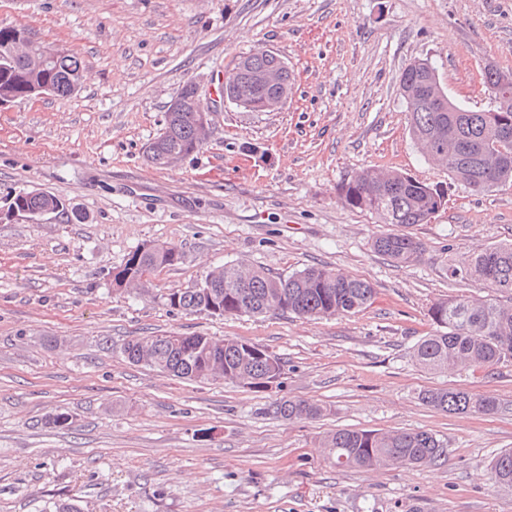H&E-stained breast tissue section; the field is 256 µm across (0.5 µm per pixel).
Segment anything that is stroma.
<instances>
[{"instance_id":"stroma-1","label":"stroma","mask_w":512,"mask_h":512,"mask_svg":"<svg viewBox=\"0 0 512 512\" xmlns=\"http://www.w3.org/2000/svg\"><path fill=\"white\" fill-rule=\"evenodd\" d=\"M0 25L76 52L84 83L61 99L0 106V512H512V488L486 466L512 448V364L431 373L412 352L428 310L485 296L448 277L452 256L512 241V182L477 194L412 140L399 84L429 61L449 96L492 105L486 65L512 73V0H0ZM276 52L294 75L287 102L245 112L220 95L239 56ZM212 112L206 143L160 170L146 144L185 82ZM401 170L442 189L422 247L399 266L377 253L381 225L339 198L365 169ZM42 190L85 215L11 216ZM146 241L182 262L149 291L110 273ZM288 276L328 266L365 279L374 303L306 319L222 317L170 308L169 293L224 263ZM238 338L282 359L273 387L192 382L129 363L132 339ZM493 397L489 415L448 414L421 392ZM282 399L327 407L288 421ZM68 414V425L51 418ZM427 431L445 462L339 468L336 430Z\"/></svg>"}]
</instances>
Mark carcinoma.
<instances>
[{
	"label": "carcinoma",
	"instance_id": "obj_1",
	"mask_svg": "<svg viewBox=\"0 0 512 512\" xmlns=\"http://www.w3.org/2000/svg\"><path fill=\"white\" fill-rule=\"evenodd\" d=\"M54 47L36 42L25 28L0 27V95L14 101L33 95L70 97L83 84L84 68L67 54L42 66ZM272 60L255 53L239 57L234 70L268 69ZM504 73L492 65L485 68L484 83L498 108L512 120V85L504 87ZM410 133L425 155L448 168V175L484 194L499 184L512 181V165L500 160L496 131L486 111H473L448 97L435 69L424 60L409 63L400 79ZM227 99L246 112H266L281 103L274 86H250L226 92ZM167 132L154 154L146 155L157 169L166 165L160 158L172 152L187 156L201 148L203 137L187 115L166 119ZM343 202L375 215L383 224H425L445 204L444 194L401 171L364 170L340 188ZM63 200L50 192L19 193L10 207L32 211L55 207ZM373 248L391 262L404 266L415 262L421 245L412 236L393 232L377 235ZM175 246L141 245L129 253L123 265L113 269L112 284L131 292L146 287L150 279L141 268L159 273L182 262ZM448 276L458 282L479 280L496 300L450 296L437 300L429 309L436 330L422 337L413 359L422 369L446 372L450 368L493 369L512 363V242L481 247L454 258ZM375 288L366 280L327 266L308 267L287 277L261 268L226 263L210 270L199 281L167 296L176 310L212 312L221 316H261L271 311H288L308 319L355 314L370 306ZM180 345L170 347L164 336L136 338L124 347L132 364H143L161 373L189 381L224 380L250 388L267 389L283 371L280 358L245 341L214 339L204 335H181ZM427 405L448 414H489L495 399L457 389H432L421 394ZM326 409L305 400H281L275 413L293 421L317 418ZM321 447L338 467L379 469L432 465L448 455V440L427 431L340 429L324 438ZM489 480L512 487V449L497 453L487 465Z\"/></svg>",
	"mask_w": 512,
	"mask_h": 512
}]
</instances>
